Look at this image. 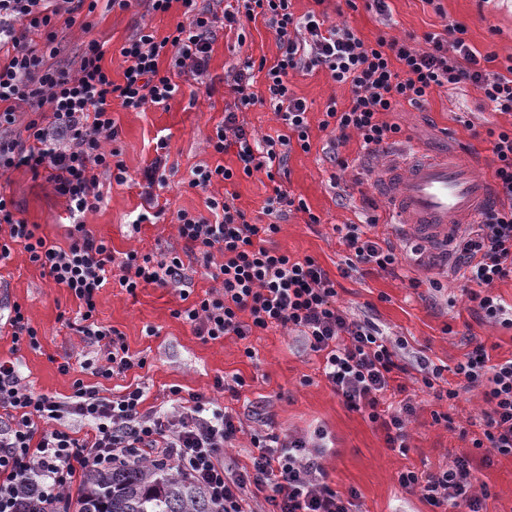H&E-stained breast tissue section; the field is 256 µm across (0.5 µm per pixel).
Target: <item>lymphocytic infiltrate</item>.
I'll list each match as a JSON object with an SVG mask.
<instances>
[{"instance_id": "obj_1", "label": "lymphocytic infiltrate", "mask_w": 512, "mask_h": 512, "mask_svg": "<svg viewBox=\"0 0 512 512\" xmlns=\"http://www.w3.org/2000/svg\"><path fill=\"white\" fill-rule=\"evenodd\" d=\"M187 15L168 35L158 36L141 27L121 48V81H113L102 61V44L89 40L79 66L70 71L51 65L59 49V19L80 23L89 30L98 4L128 10L145 8L150 14L167 13L173 0H0V172L20 167L33 174L47 173L55 193L64 198L70 224L65 246L48 243L37 225L16 215L12 199L0 193V261L22 248L29 262L66 289L82 306L76 332L104 342L108 366L99 374L111 378L134 362L120 332L94 317L96 297L108 281L127 293L148 285L178 288L186 307L175 318L189 323L210 340L227 336L246 339L253 330L280 326L297 333L305 346L323 357L322 374L344 404L380 424L388 447L406 451L407 424L415 407L404 400L393 405L389 396L405 392L399 375L417 371L426 388H434L442 370L428 358L406 360L367 319L352 316L337 300L336 283L312 257L294 259L272 247L271 241L296 200L274 187L266 212L273 222H249L225 193L209 197L208 215L185 210L177 213V229L185 242L183 254L127 252L114 263L112 247L84 224L86 213L99 208L100 179H127L121 152L113 143L118 129L112 103L142 111L167 104L181 90L179 76H203L207 70L216 16L198 8L197 0H180ZM241 13L224 16L227 25L263 19L272 30L279 55L264 72V85L274 113L286 126V135L257 138L239 115L254 106V61H245L229 84L231 97L224 122L208 140L215 154L234 151L237 165H202L192 171L191 187L208 189L213 183L235 182L239 177L265 172L268 179L284 172L290 145L309 151L307 106L291 88L292 76L326 69L332 80L349 85L352 102L346 109L328 105L322 128L332 129L327 155L340 168L347 161L339 152L348 131H355L369 154L395 142L399 125L384 121L386 113L408 102L423 104L433 90L461 83L477 85L488 105L512 112V64L505 73L489 75L481 59L465 42L457 23L444 34H429L425 48L411 40L379 36L365 44L347 28L325 27L315 11L298 18L291 0H240ZM169 66H162V58ZM28 112L23 129H16L17 111ZM496 158L494 182L497 205L470 225L451 249L453 266L463 280L462 292L487 322L512 326V307L495 295L497 283L512 279V127L491 129ZM338 233L349 254L348 268L369 265L392 272L402 261L396 246L380 245L366 237L360 225L343 224ZM223 262H216V255ZM212 269L216 288L192 298V282L184 257ZM464 389L482 388L486 408L481 434L474 448L512 456V358L491 361L483 343H475L455 367ZM169 407L150 412L142 408L143 392L133 389L107 398L74 381L69 401L20 387L14 365L0 362V512H22L19 494L29 482L36 500L48 512H58L77 473L131 468L142 463L175 469L188 481L202 484L219 512H252L250 500L264 494L273 512H353L355 490L333 488L320 463L326 435L288 436L255 434L249 467L230 473L224 468V450L241 431L225 408L196 395L183 397L170 388ZM71 414L86 421L90 436L77 437L71 429L39 431L42 420H60ZM469 457L434 473H400L408 491H421L433 505L448 512H483L484 496L473 491Z\"/></svg>"}]
</instances>
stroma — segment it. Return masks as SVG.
Masks as SVG:
<instances>
[{
    "mask_svg": "<svg viewBox=\"0 0 512 512\" xmlns=\"http://www.w3.org/2000/svg\"><path fill=\"white\" fill-rule=\"evenodd\" d=\"M385 14L370 8L368 0H330L328 25H344L365 43L378 36L423 40L429 33L440 34L447 22L466 28L465 40L478 55L493 56L491 73H505L512 61V0H386ZM184 8L174 0L171 10L151 15L144 8L127 11L98 7L94 26L83 32L80 25L58 23L60 52L53 65L76 69L88 39L106 43L105 66L113 80L122 76L119 50L142 26L167 35L184 21ZM276 41L263 19L246 23L244 29H218L212 45L204 84L211 93L190 98L192 76L180 78L182 91L164 106L142 112L124 109L113 102L112 116L119 129L116 141L130 176L119 184L103 182L104 200L98 210L88 213L86 224L97 236L112 244L114 255L130 250L182 252L176 213L205 212L207 195L235 193L237 204L248 219L269 223L264 207L275 185H282L291 196L303 199L306 211L291 212L281 222L274 244L291 257L315 258L335 280L340 303L360 318L375 322L389 340L404 344L406 357L424 355L442 366L448 383H455L453 369L467 352L466 335L477 336L492 360L512 357V327L479 322L461 295L454 280L451 261L445 253L427 247V265L403 264L395 272L366 267L347 270L346 251L336 231L341 224L366 226L371 238L393 244L412 241V234L394 225L386 205L370 209L364 197H375L370 174L380 158L367 154L357 135H350L341 149L348 162L340 169L326 156L329 131L320 122L329 104L346 108L351 100L348 86L334 83L326 70L318 68L292 79L296 97L305 101L310 127V149L292 148L286 173L271 182L257 172L227 185L213 183L209 191L189 187L193 168L199 165H234V154L217 155L207 147L217 124L224 119L229 100L225 79L244 61L274 62ZM388 122L398 124L403 135L388 147L386 156H398L406 148L460 156L475 163L478 173L492 177L494 155L486 131L512 125V112L492 111L482 102V92L467 83L435 89L421 106L402 103L386 113ZM166 140L169 154L165 177L167 188L160 190L164 214L156 222L132 228L141 211V188L137 178L154 157L158 140ZM348 188L350 199H340L337 188ZM0 191L10 196L21 218L38 225L47 242L65 245L67 223L65 202L45 176H34L24 168L0 174ZM318 223H309V215ZM444 289L435 292L432 280ZM21 304L32 327L38 332V347L14 343L11 328L0 321V361L14 363L20 383L39 394L66 400L75 379L112 397L133 388L144 392L143 409L160 406L171 386H179L183 396L204 395L227 406L245 430L235 447L225 449L226 468L237 470L249 463V434L272 430L279 434L301 435L320 428L332 442L322 464L336 490L358 493V512H441L418 492L403 489L398 475L406 469L435 470L455 457L468 456L478 477L485 483L488 497L485 512H512V457L486 456L472 447L457 431L435 422L434 413H451L455 420L477 416L482 401L474 392H460L454 403L436 400L417 385H409L417 410L408 425L406 453L388 448L383 429L360 413L350 410L327 385L319 372V356L306 349L299 338L279 328L254 330L240 340L227 336L209 340L197 336L192 327L173 317L183 302L178 290L149 286L129 295L118 287L105 286L96 298L95 316L99 323L122 333L133 358H145L146 365L103 378L97 373L104 364V348L80 336L69 325L79 303L65 290L55 287L49 277L31 265L22 250L0 262V306ZM69 364L62 373L61 364ZM242 378L238 396L217 389L216 381Z\"/></svg>",
    "mask_w": 512,
    "mask_h": 512,
    "instance_id": "35a3bbf8",
    "label": "stroma"
}]
</instances>
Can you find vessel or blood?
Here are the masks:
<instances>
[{
	"mask_svg": "<svg viewBox=\"0 0 512 512\" xmlns=\"http://www.w3.org/2000/svg\"><path fill=\"white\" fill-rule=\"evenodd\" d=\"M375 186L394 223L419 240L446 245L461 225L478 223L496 203L492 182L471 162L444 155L415 152L389 160Z\"/></svg>",
	"mask_w": 512,
	"mask_h": 512,
	"instance_id": "1",
	"label": "vessel or blood"
}]
</instances>
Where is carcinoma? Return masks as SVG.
<instances>
[{"label": "carcinoma", "instance_id": "obj_1", "mask_svg": "<svg viewBox=\"0 0 512 512\" xmlns=\"http://www.w3.org/2000/svg\"><path fill=\"white\" fill-rule=\"evenodd\" d=\"M75 512H217L198 484L166 468L92 470L79 486Z\"/></svg>", "mask_w": 512, "mask_h": 512}]
</instances>
